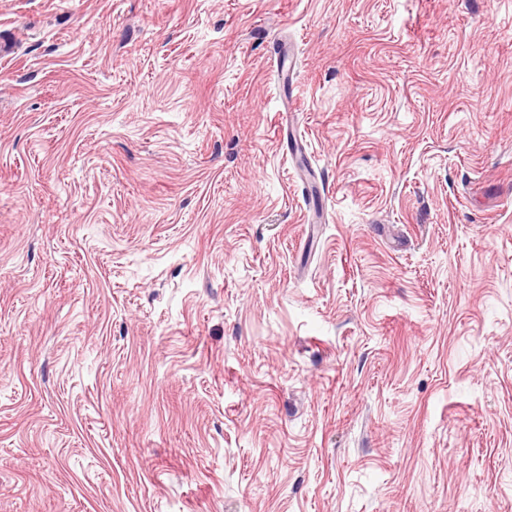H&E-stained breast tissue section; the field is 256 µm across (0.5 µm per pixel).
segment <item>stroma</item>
Here are the masks:
<instances>
[{"instance_id": "35a3bbf8", "label": "stroma", "mask_w": 512, "mask_h": 512, "mask_svg": "<svg viewBox=\"0 0 512 512\" xmlns=\"http://www.w3.org/2000/svg\"><path fill=\"white\" fill-rule=\"evenodd\" d=\"M0 38V512H512V0Z\"/></svg>"}]
</instances>
